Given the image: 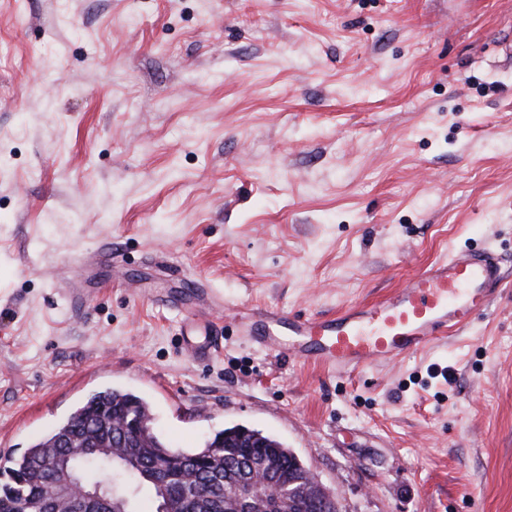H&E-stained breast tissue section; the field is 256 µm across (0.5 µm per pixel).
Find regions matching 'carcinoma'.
<instances>
[{
    "instance_id": "carcinoma-1",
    "label": "carcinoma",
    "mask_w": 512,
    "mask_h": 512,
    "mask_svg": "<svg viewBox=\"0 0 512 512\" xmlns=\"http://www.w3.org/2000/svg\"><path fill=\"white\" fill-rule=\"evenodd\" d=\"M132 422L137 433L127 440L131 446L112 447V440ZM241 428H226L191 452L174 451L152 426L150 405L143 398L119 390L97 392L80 404L52 433L33 443L23 455L8 460L0 471V512H15L23 503L28 512H48L46 478L53 473L59 455L69 452L66 445H96L112 453L107 459L90 454L88 481H99L105 472L116 473L129 465L137 470L134 495L129 503L112 500L102 512H138L136 503L142 490L150 492L153 512L166 507L170 512H239L234 490L250 480L260 466L280 487L299 490L288 500V512H324L315 495L303 491L306 467L280 441L252 430L240 436ZM172 465L195 475V479H173L164 485L153 480L154 468Z\"/></svg>"
}]
</instances>
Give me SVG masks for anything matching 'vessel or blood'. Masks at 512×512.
Masks as SVG:
<instances>
[{
	"instance_id": "obj_1",
	"label": "vessel or blood",
	"mask_w": 512,
	"mask_h": 512,
	"mask_svg": "<svg viewBox=\"0 0 512 512\" xmlns=\"http://www.w3.org/2000/svg\"><path fill=\"white\" fill-rule=\"evenodd\" d=\"M504 280L490 248L459 250L419 270L376 303L314 317L262 309L257 320H239L238 327L252 344L283 349L335 373L380 368L470 324Z\"/></svg>"
}]
</instances>
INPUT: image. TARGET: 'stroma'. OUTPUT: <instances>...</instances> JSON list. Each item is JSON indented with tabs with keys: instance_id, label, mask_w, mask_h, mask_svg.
Listing matches in <instances>:
<instances>
[{
	"instance_id": "stroma-1",
	"label": "stroma",
	"mask_w": 512,
	"mask_h": 512,
	"mask_svg": "<svg viewBox=\"0 0 512 512\" xmlns=\"http://www.w3.org/2000/svg\"><path fill=\"white\" fill-rule=\"evenodd\" d=\"M484 246L512 271V0H0V461L112 386L175 450L278 439L342 512H512V283L345 376L231 319Z\"/></svg>"
}]
</instances>
